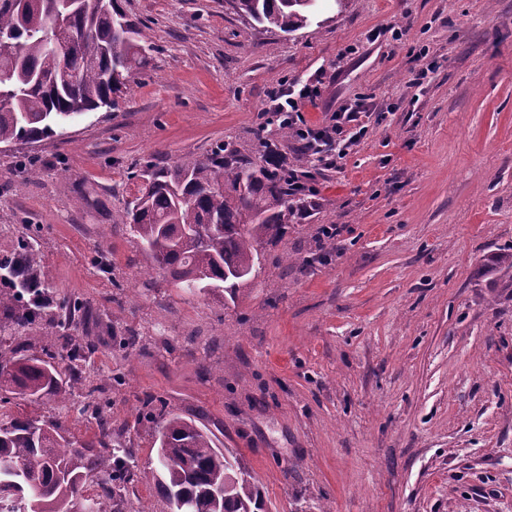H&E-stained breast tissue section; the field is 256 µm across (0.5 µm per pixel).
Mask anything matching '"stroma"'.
Instances as JSON below:
<instances>
[{
  "label": "stroma",
  "instance_id": "obj_1",
  "mask_svg": "<svg viewBox=\"0 0 512 512\" xmlns=\"http://www.w3.org/2000/svg\"><path fill=\"white\" fill-rule=\"evenodd\" d=\"M123 7L147 67L116 107L0 144V225H37L55 299L101 315L75 336L139 466L156 464L135 424L151 396L237 456L266 512H512V269L495 262L512 252V0H326L289 35L233 0ZM317 73L310 123L374 112L314 170L313 211L261 244L235 300L147 289L128 232L101 236L129 172L224 141L256 154L268 94Z\"/></svg>",
  "mask_w": 512,
  "mask_h": 512
}]
</instances>
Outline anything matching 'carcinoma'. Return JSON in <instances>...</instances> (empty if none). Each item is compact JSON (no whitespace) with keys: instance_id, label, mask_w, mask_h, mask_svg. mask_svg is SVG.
<instances>
[{"instance_id":"cac0c4a2","label":"carcinoma","mask_w":512,"mask_h":512,"mask_svg":"<svg viewBox=\"0 0 512 512\" xmlns=\"http://www.w3.org/2000/svg\"><path fill=\"white\" fill-rule=\"evenodd\" d=\"M0 0V75L11 108L0 110V144L37 142L54 126L113 104L126 77L146 67L150 44L127 18L121 0ZM317 0H236L238 11L266 30L285 34L311 23ZM65 15L62 49L43 36ZM130 178L140 184L110 229L129 231L162 281L187 294L234 296L235 274H252L258 244L285 234L311 201L288 185L269 154L257 163L233 143L204 158L175 164L147 161ZM43 254L37 229L21 225L13 250L0 257V390L32 404L49 396L95 420L78 443L51 422L21 417L0 401V466L18 464L15 483L0 484V512H124L126 484L153 482L168 512H261L264 501L236 457L216 447L193 418H164L144 400L146 423L158 443V466L135 468V451L96 401V374L86 370L94 346L69 341L55 350L52 333L85 323L78 302L50 303L53 286L33 276ZM41 321L51 335L41 355L19 342Z\"/></svg>"}]
</instances>
